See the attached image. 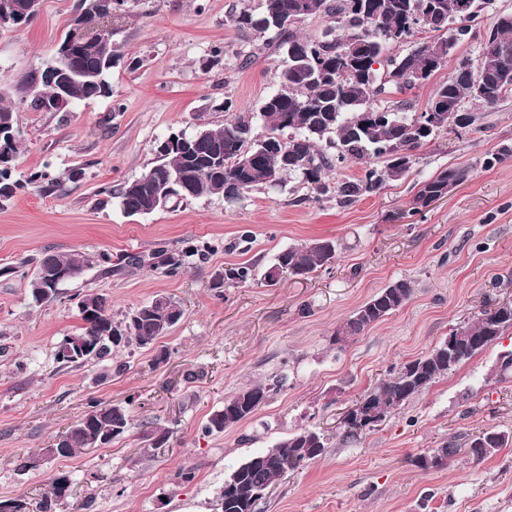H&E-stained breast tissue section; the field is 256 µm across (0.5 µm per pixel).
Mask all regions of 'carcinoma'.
<instances>
[{
	"mask_svg": "<svg viewBox=\"0 0 512 512\" xmlns=\"http://www.w3.org/2000/svg\"><path fill=\"white\" fill-rule=\"evenodd\" d=\"M459 0H366L369 14L349 9L348 0H264L260 16L241 12L232 17L239 31L271 32L266 43L282 52L288 65L280 72L279 89L258 106V114L268 134L282 138L281 147L264 150L253 136V117L240 113L231 121L212 128L198 126V131L186 135V141L165 151L147 169L151 183L141 178L125 181L103 190L119 200L122 210L140 215L149 207L151 196L169 191V198L197 199L213 194H226L230 182L239 187L238 196L258 187L283 189L287 178H294L307 189L314 200L332 194L336 203L345 206L363 195L379 191L388 181L405 177L412 166L404 167L388 158L392 151H403L417 161L416 151L430 144L443 131L458 128L450 120L461 112V104L470 101L492 107L512 94V14H498L491 25L477 31L482 12L465 21L457 18ZM319 13L330 20L320 36L300 34L299 25L283 26L278 20L301 15L302 9ZM116 19L105 16L91 0H83L80 14L73 17L58 44L50 65L62 74V84L49 82L43 75L31 74L15 85L21 104L33 112H60L75 100L109 97L112 85L110 57L112 48L102 39L104 31ZM481 36L477 59L462 58L448 79L441 82L430 97L423 112L442 116V124L425 133L419 113L411 104L397 101L377 103L378 98L395 91L415 87L406 76L427 72L430 78L448 61L457 44ZM416 45L408 52L400 46L411 41ZM386 57L394 71L393 79L380 83L383 68H373L376 57ZM480 74L483 90L474 87V75ZM19 150V137L9 147L11 161L0 163V201L12 198L24 184L13 179L14 159ZM512 156V147L504 145L485 155L482 166L491 169ZM363 166L362 175L342 180L332 186L326 174L347 162ZM469 171L461 168L443 169L416 184L417 190L409 202L408 212L418 214L444 198L442 192L452 182L459 186L468 180ZM173 253L181 260L165 264L156 258ZM336 245L318 239L300 247H291L278 254L275 264L266 272L269 283L289 273L305 276L325 267L335 257ZM195 256L165 244L147 254H126L115 266L111 257L103 255L109 273L126 268H149L169 276L178 274L188 259ZM84 260L62 251H46L37 261L36 269L52 267L66 270L81 267ZM252 277V268L237 266L217 274L211 288L220 289L225 282L244 283ZM413 295L411 282L399 279L380 289L354 311L336 330L334 342L341 343L361 335L409 302ZM166 308L146 303L131 309L124 319L115 321L108 314L104 298L86 294L81 303L92 305L100 315L82 316L83 326L76 337L90 345L84 356L76 360L81 365L89 360L104 359L112 348L136 345L145 348L156 343L183 318L185 311L171 296H165ZM512 329V302L485 309L467 324L449 333L448 341L437 344L429 353L405 362L393 375L381 382L365 397L349 408L342 419L344 437L350 438L371 430L383 422L415 395L429 389L438 379L453 372L470 360L482 347L474 340L482 336H502ZM283 377L271 383L250 385L224 400V408L211 414L204 425L205 433H222L249 419L270 396L278 391ZM95 423L69 427L63 433L64 447L49 446L40 450L39 460L57 454L70 457L90 446L96 432H112L114 425L129 426V416L121 405L91 404ZM375 413L364 424L352 423L358 414ZM331 438L322 430L304 428L279 441L275 447L257 452L241 463L224 480V489L217 501L224 502V512H255L256 505L277 481L286 474L320 459ZM512 444V433L488 430L475 436L469 444V454L475 461L492 457Z\"/></svg>",
	"mask_w": 512,
	"mask_h": 512,
	"instance_id": "1",
	"label": "carcinoma"
}]
</instances>
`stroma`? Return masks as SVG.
<instances>
[{"label": "stroma", "instance_id": "35a3bbf8", "mask_svg": "<svg viewBox=\"0 0 512 512\" xmlns=\"http://www.w3.org/2000/svg\"><path fill=\"white\" fill-rule=\"evenodd\" d=\"M78 0H40L27 26L0 30V98L13 105L21 146L14 176L24 189L0 203V500L45 512L51 481H70L54 512H213L232 470L250 455L303 428L332 432L325 455L280 479L256 512H512V445L473 462L458 454L423 471L415 457L452 441L463 449L479 432H512V330L456 371L414 396L373 430L353 439L335 429L347 410L446 339L485 308L512 299V157L494 169L481 158L512 145V96L482 108L463 103L473 126L441 134L419 153L406 178L342 206L307 198L304 188H257L229 203L193 199L145 217L127 216L101 190L139 177L170 134L198 121L223 124L218 104L255 111L279 88L281 55L266 34L239 32L233 14L260 15L263 0H133L119 20L120 54L110 97L33 112L11 91L40 70L74 15ZM223 47L212 60V47ZM477 40L458 44L447 63L408 92L414 111ZM468 181L427 211L407 215L417 182L446 168ZM76 168L78 182L28 185L31 172ZM401 220H393L395 212ZM316 239L337 244L331 264L277 283L263 275L283 249ZM194 248L177 276L149 269L105 274L100 254L119 259L159 244ZM47 249L86 258L80 279L35 304L27 276ZM249 265L254 277L215 291L214 274ZM411 281L410 301L346 343L340 323L392 281ZM102 296L114 319L156 295L175 298L185 315L153 347L130 346L80 366L56 361L58 344L83 321L80 298ZM286 375L249 419L207 434L208 417L243 387ZM122 405L128 430L104 448L21 470L85 414L90 402ZM167 431L149 447L147 437ZM194 470L193 483L180 471Z\"/></svg>", "mask_w": 512, "mask_h": 512}]
</instances>
